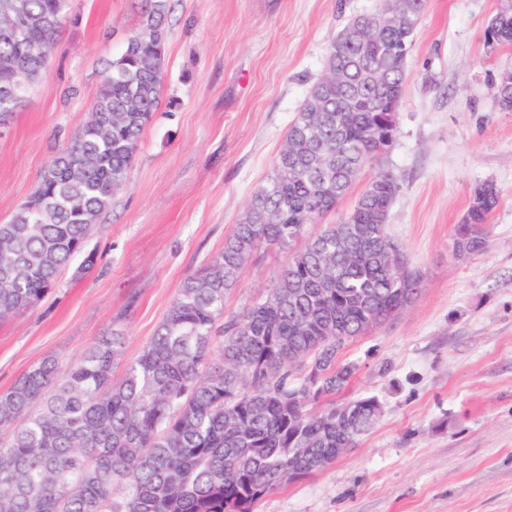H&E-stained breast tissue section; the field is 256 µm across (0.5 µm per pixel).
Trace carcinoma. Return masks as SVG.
Segmentation results:
<instances>
[{
  "label": "carcinoma",
  "instance_id": "1",
  "mask_svg": "<svg viewBox=\"0 0 512 512\" xmlns=\"http://www.w3.org/2000/svg\"><path fill=\"white\" fill-rule=\"evenodd\" d=\"M70 0H0L32 20L23 40L0 29V90L34 85ZM425 0L381 27V11L353 17L224 250L184 279L154 336L112 380L123 336L96 342L62 368L45 358L0 393V512H254L286 485L288 449L329 465L373 427L375 396L336 403L358 372L345 346L401 312L419 288L386 214L400 189L379 169L346 218L301 249L305 226L347 196L359 173L396 140L407 58ZM142 20L109 63L88 122L45 169L33 196L0 224V320L37 306L59 270L126 185L141 132L159 106L169 0H142ZM512 45V7L488 30ZM512 111V75L496 84ZM498 202L477 187L454 248H487L483 225ZM289 249L275 285L223 320L224 293L262 247ZM224 337L215 351L216 336ZM39 412H33L34 404Z\"/></svg>",
  "mask_w": 512,
  "mask_h": 512
}]
</instances>
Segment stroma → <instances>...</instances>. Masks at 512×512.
<instances>
[{
	"mask_svg": "<svg viewBox=\"0 0 512 512\" xmlns=\"http://www.w3.org/2000/svg\"><path fill=\"white\" fill-rule=\"evenodd\" d=\"M503 0H426L407 59L398 133L336 211L339 223L378 169L400 190L386 229L420 278L397 316L350 342V398L382 414L326 469L263 497L256 512H512V112L494 86L512 46L488 42ZM161 103L125 187L94 224L91 269L66 266L34 308L0 323V392L44 358L80 362L101 336L123 334L121 380L182 281L224 248L266 182L330 46L377 0H171ZM68 22L10 125L0 131V224L89 119L140 23L138 0H73ZM499 202L485 252L455 256L453 230L473 189ZM288 257L259 250L224 296L233 316L264 297Z\"/></svg>",
	"mask_w": 512,
	"mask_h": 512,
	"instance_id": "1",
	"label": "stroma"
}]
</instances>
